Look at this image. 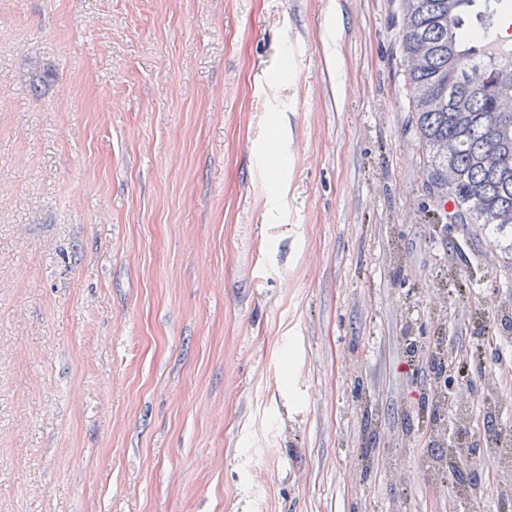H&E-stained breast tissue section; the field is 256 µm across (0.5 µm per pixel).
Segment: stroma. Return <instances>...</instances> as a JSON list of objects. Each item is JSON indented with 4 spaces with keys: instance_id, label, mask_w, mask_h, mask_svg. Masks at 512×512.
<instances>
[{
    "instance_id": "obj_1",
    "label": "stroma",
    "mask_w": 512,
    "mask_h": 512,
    "mask_svg": "<svg viewBox=\"0 0 512 512\" xmlns=\"http://www.w3.org/2000/svg\"><path fill=\"white\" fill-rule=\"evenodd\" d=\"M400 0H0V512H444L402 339L512 309L435 223ZM496 512L497 495L460 496Z\"/></svg>"
}]
</instances>
